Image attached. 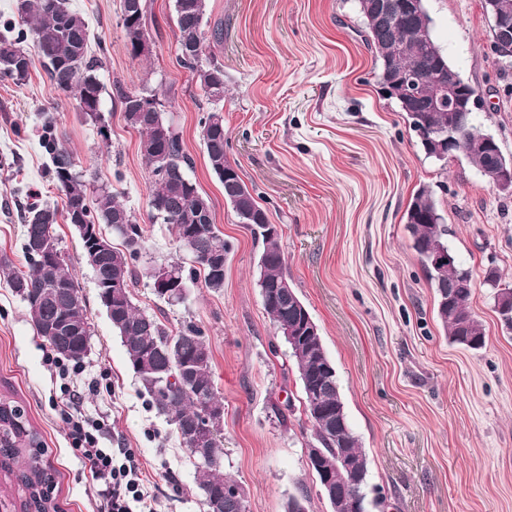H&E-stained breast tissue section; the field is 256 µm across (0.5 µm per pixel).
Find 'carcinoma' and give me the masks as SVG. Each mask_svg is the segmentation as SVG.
<instances>
[{
    "mask_svg": "<svg viewBox=\"0 0 512 512\" xmlns=\"http://www.w3.org/2000/svg\"><path fill=\"white\" fill-rule=\"evenodd\" d=\"M175 26L177 64L188 70L192 80L200 87L209 104L220 105L224 98L213 99L216 92H224V67L206 54V50L223 42L224 26L218 21L204 30L207 13L206 0H175ZM19 25H8L0 35V58H12L22 63L21 68L0 66V78L15 84L27 80L35 63H40L51 85L60 93L74 97L84 116L100 115L104 85L97 72L102 69L101 57L90 51V32L84 19L74 12L69 0H24L18 13ZM422 22L428 30L429 51L448 70V75L461 78L448 56L438 46L427 11H422ZM146 0H121L120 25L125 38L131 42L147 28ZM370 30H365V42L374 53L378 70L376 77L397 66L412 69L420 62L406 56L400 62L383 60L376 54ZM116 98L125 121L140 135V150L150 173L148 220H159L172 227L178 247L186 251L191 265L168 262L163 267L178 277L192 283L203 278L206 287L218 291L224 287V275L217 267L205 262L201 251L208 247L229 251L224 234L214 224L211 205L188 175L193 159L186 152L182 136L177 128L165 121L162 112L154 113L151 121L134 118L130 96L133 92L114 84ZM399 111L406 113L409 129L415 133L425 155L439 160L429 149L426 138L430 129L448 124V111L439 110L425 115V124L416 126L409 112L415 105L395 100ZM207 161L212 172L224 176V134L202 135ZM42 144L52 164L53 179L65 196V207L59 211L48 205L33 203L23 217L24 256L28 271L16 273L6 254L0 255V275L7 277L10 288L26 303L30 320L38 335L46 338L51 347L62 357L81 361L88 352L90 324L79 287L66 262L56 235V225L62 220L78 232L83 256L93 268L100 282L97 297L105 308L112 328L120 337L127 360L138 376L149 404L157 413L167 416L180 444L185 448L198 474V490L203 505L207 496L224 500L222 512H240L237 500L224 498V488H240V484L222 473L224 457V429L217 424L213 428L208 447L199 450L192 447L185 437V428L201 421L213 404H221L214 386L212 353L202 330L188 323L178 330L168 329L157 317L136 307L131 288L137 276L136 261L145 243V228L107 186H100L88 193L86 174L76 170L72 153L62 142L53 118L43 124ZM224 199L236 212L241 222L248 221L250 214H263L251 191L233 200L229 192ZM412 237V247L419 256L424 274L434 288L435 313L448 341L467 349L478 350L485 345V333L478 315L469 305L475 288L471 272L462 268L453 250H448L451 261L434 265L426 260L428 252L436 246H448V228L432 192L422 187L410 199L402 216ZM199 227L197 238L190 242L187 232L191 225ZM109 227L120 239L116 245L107 235H101L102 245L93 241L88 230ZM43 229V242L54 253L51 264H46L41 252L32 241L30 229ZM254 239L262 243L260 265L256 279L257 288L273 282L286 273L285 258L280 250L278 237L267 234L265 226L250 225ZM117 280L121 283V296L113 297L107 285ZM484 283L495 290L494 299L512 298V288L501 286L497 269L485 271ZM264 311L278 335L285 336L281 328L288 325L290 311L278 305H266ZM67 319L73 328L65 336L50 337L46 326L60 319ZM290 357L301 382L300 405L311 431V448L321 449V454L311 460L309 468L316 478L322 473L335 470L336 458L350 455L364 459L366 454L355 433H350L346 447L336 444V433L331 431L327 415L344 408L336 377H327L323 371L327 353L317 358L308 357L306 351L289 347ZM0 455L4 457V469L21 490V512H59L56 503L45 498L41 491L45 471L29 467L16 471L10 460L27 448H41L39 431L31 425L22 407L4 398L0 402ZM210 463L198 466L199 456Z\"/></svg>",
    "mask_w": 512,
    "mask_h": 512,
    "instance_id": "cac0c4a2",
    "label": "carcinoma"
}]
</instances>
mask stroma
I'll list each match as a JSON object with an SVG mask.
<instances>
[{
	"label": "stroma",
	"instance_id": "stroma-1",
	"mask_svg": "<svg viewBox=\"0 0 512 512\" xmlns=\"http://www.w3.org/2000/svg\"><path fill=\"white\" fill-rule=\"evenodd\" d=\"M152 43L135 57L118 25L121 0H69L87 22L99 78L103 125L86 122L41 67L26 82L0 80V253L26 271L19 206L63 207L42 146L41 114L55 112L78 170L116 191L138 217L148 211L149 173L140 136L128 127L114 84L161 86L164 115L182 132L190 173L231 245L224 286L198 282L167 304L140 277L135 305L170 329L199 326L224 401L223 471L244 489L248 512H284L309 493L308 512H331L306 464L301 412L280 421L273 405L299 402L286 344L275 341L255 284L259 247L224 200L204 154L200 121L210 106L176 63L173 0H147ZM436 41L481 95L485 133L512 156V63L490 48L483 0H426ZM224 23L214 58L224 67V151L271 223L288 276L318 324L335 366L349 421L369 461V486L385 512H512V332L501 326L497 268L512 286V193L490 187L466 159L427 158L402 112L374 75L356 0H208ZM107 136H100V129ZM429 188L448 243L476 282L470 299L486 336L478 351L451 344L434 315L430 288L402 221L419 187ZM82 287L90 350L70 385L79 411L106 419L104 441L138 455L156 512H204L198 475L167 418L152 409L100 304L94 273L72 225L56 226ZM165 224L146 227L139 268L188 261ZM25 302L0 278V395L20 401L41 433L40 461L54 477L59 512H96L88 468L73 454L58 416L62 382L46 362Z\"/></svg>",
	"mask_w": 512,
	"mask_h": 512
}]
</instances>
